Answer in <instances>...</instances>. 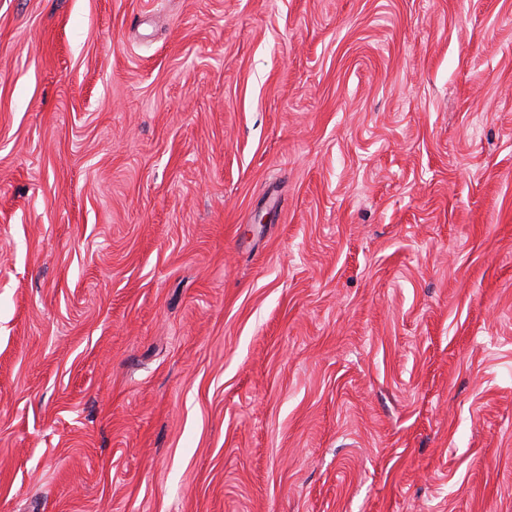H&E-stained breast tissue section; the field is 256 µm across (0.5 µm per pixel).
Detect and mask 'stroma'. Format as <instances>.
Masks as SVG:
<instances>
[{
	"label": "stroma",
	"mask_w": 512,
	"mask_h": 512,
	"mask_svg": "<svg viewBox=\"0 0 512 512\" xmlns=\"http://www.w3.org/2000/svg\"><path fill=\"white\" fill-rule=\"evenodd\" d=\"M0 512H512V0H0Z\"/></svg>",
	"instance_id": "1"
}]
</instances>
